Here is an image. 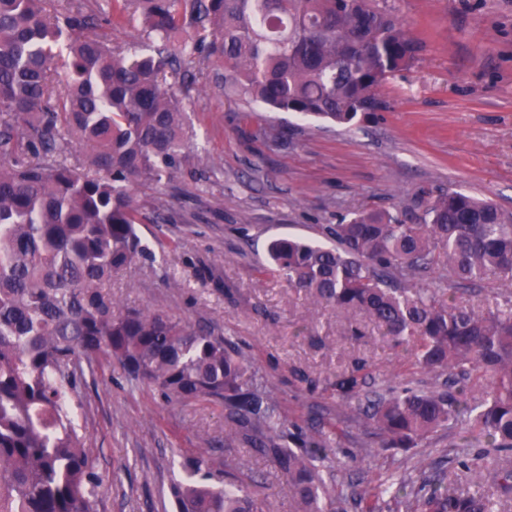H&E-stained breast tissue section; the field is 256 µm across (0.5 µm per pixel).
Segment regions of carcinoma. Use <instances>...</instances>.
<instances>
[{
	"label": "carcinoma",
	"mask_w": 512,
	"mask_h": 512,
	"mask_svg": "<svg viewBox=\"0 0 512 512\" xmlns=\"http://www.w3.org/2000/svg\"><path fill=\"white\" fill-rule=\"evenodd\" d=\"M0 0V512H96L101 475L75 398L94 365L173 403L221 405L224 447L269 458L300 512H493L448 493L445 477L403 473L346 495L326 480L339 422L298 423L237 343L163 311L121 308L112 276L153 262L137 226L140 185L190 171L184 102L198 78L271 112L351 125L385 108L381 91L421 42L389 0ZM139 15L148 45H112ZM79 149L72 155V148ZM406 210L362 211L330 227L336 246L272 240L263 273L363 312L439 387L367 391V365L333 383L364 431L416 447L448 424L512 451V296L478 314L460 301L494 278L512 286V212L448 191ZM177 512H262L242 484H209L213 461H185Z\"/></svg>",
	"instance_id": "obj_1"
}]
</instances>
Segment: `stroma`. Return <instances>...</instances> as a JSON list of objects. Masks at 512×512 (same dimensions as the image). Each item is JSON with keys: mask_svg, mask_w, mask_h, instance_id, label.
I'll list each match as a JSON object with an SVG mask.
<instances>
[{"mask_svg": "<svg viewBox=\"0 0 512 512\" xmlns=\"http://www.w3.org/2000/svg\"><path fill=\"white\" fill-rule=\"evenodd\" d=\"M395 6L424 48L410 70L384 85L385 109L354 126L255 112L211 85L193 93L192 155L203 176L179 175L167 185L170 208L162 219L151 206L155 187L139 189V234L157 258L112 278L121 307L163 310L245 343L254 367L279 388L291 420L335 410L330 384L354 360L370 365L369 387L378 391L390 376L405 379L411 371L367 317L357 318L366 341H349L344 312L261 275L272 238L325 244L327 225L366 208H403L417 224L423 211L414 200L448 190L512 211V0H395ZM262 127L285 131L286 142L257 137ZM172 241L177 252L162 256ZM206 266L214 267L221 287L201 284ZM167 277L175 287L164 286ZM302 372L316 380L315 390L299 381ZM80 410L86 446L104 478L98 512H175L169 488L183 477L184 459L204 451L219 463L235 458L264 512H295L268 459L225 448L229 426L218 405L165 402L153 388L130 387L119 367L106 366L83 388ZM462 435L456 425L434 434L429 450L373 448L338 478L348 493L424 463L444 470L449 489L512 512V493L501 489L491 460L471 481L440 466V450Z\"/></svg>", "mask_w": 512, "mask_h": 512, "instance_id": "stroma-1", "label": "stroma"}]
</instances>
